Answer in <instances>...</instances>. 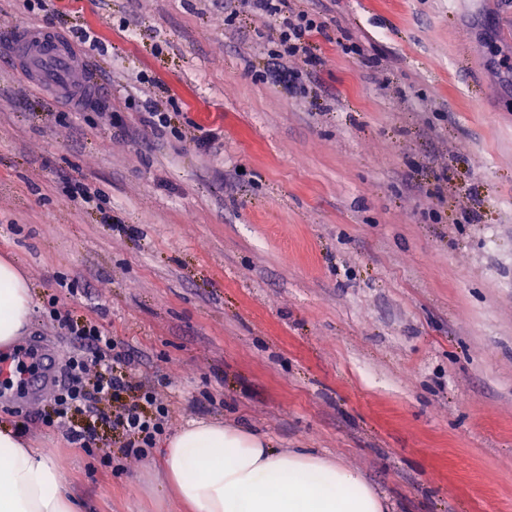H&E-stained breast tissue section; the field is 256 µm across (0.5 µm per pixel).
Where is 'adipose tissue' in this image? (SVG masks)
<instances>
[{"mask_svg": "<svg viewBox=\"0 0 512 512\" xmlns=\"http://www.w3.org/2000/svg\"><path fill=\"white\" fill-rule=\"evenodd\" d=\"M33 313L31 285L0 259V358ZM168 487L188 512H387L356 470L300 450H274L257 432L190 421L161 450ZM0 512H80L63 468L19 433L0 428Z\"/></svg>", "mask_w": 512, "mask_h": 512, "instance_id": "1", "label": "adipose tissue"}]
</instances>
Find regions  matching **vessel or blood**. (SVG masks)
<instances>
[{"mask_svg": "<svg viewBox=\"0 0 512 512\" xmlns=\"http://www.w3.org/2000/svg\"><path fill=\"white\" fill-rule=\"evenodd\" d=\"M15 48L19 69L31 85H52L66 98L100 86L97 75L79 63L77 48L63 37L24 27L15 33Z\"/></svg>", "mask_w": 512, "mask_h": 512, "instance_id": "b4317fda", "label": "vessel or blood"}]
</instances>
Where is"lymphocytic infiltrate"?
Segmentation results:
<instances>
[{"instance_id": "1", "label": "lymphocytic infiltrate", "mask_w": 512, "mask_h": 512, "mask_svg": "<svg viewBox=\"0 0 512 512\" xmlns=\"http://www.w3.org/2000/svg\"><path fill=\"white\" fill-rule=\"evenodd\" d=\"M272 19L276 24L274 38L284 55H310L311 41L321 33L324 23L320 15L305 9L289 10L288 0H224V12L234 16L240 11ZM49 315L61 330L74 337L77 347L65 361L66 377L54 399V407L45 423L68 431L72 443L78 444L92 456L98 457L103 467H110L112 456L100 448L91 427L78 428L72 423V415L86 412L92 402L119 397L121 393L134 391L135 402L121 405L112 413V424L121 429L126 454L146 456L157 436L169 426V408L158 402L151 386L121 372V365L130 363V351L119 349L110 332L93 321L77 323L69 313L58 307H50ZM95 374L93 385H86L85 377Z\"/></svg>"}]
</instances>
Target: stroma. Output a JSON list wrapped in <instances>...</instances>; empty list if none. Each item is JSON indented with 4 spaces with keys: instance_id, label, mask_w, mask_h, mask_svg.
<instances>
[{
    "instance_id": "stroma-1",
    "label": "stroma",
    "mask_w": 512,
    "mask_h": 512,
    "mask_svg": "<svg viewBox=\"0 0 512 512\" xmlns=\"http://www.w3.org/2000/svg\"><path fill=\"white\" fill-rule=\"evenodd\" d=\"M454 2L291 0L327 27L288 86L269 20L225 24L215 0H0V256L34 297L18 347L62 375L56 300L133 351L170 431L261 432L357 469L389 512H512V0ZM21 26L77 43L106 96L28 86ZM52 396L0 397V426L60 459L86 512H184L159 448L125 455L96 419L133 392L73 416L109 473L44 424Z\"/></svg>"
}]
</instances>
